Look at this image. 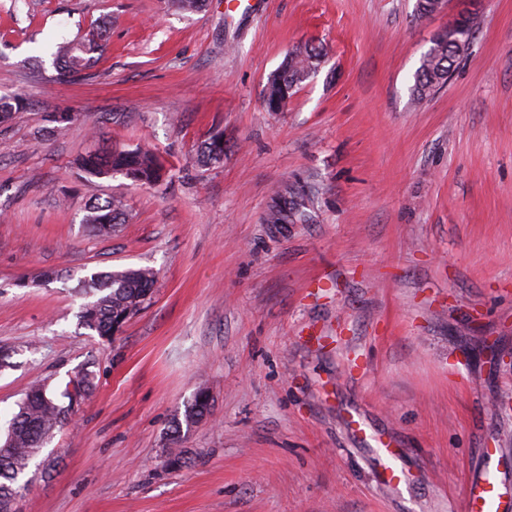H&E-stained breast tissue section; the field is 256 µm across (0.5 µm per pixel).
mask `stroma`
<instances>
[{
	"mask_svg": "<svg viewBox=\"0 0 512 512\" xmlns=\"http://www.w3.org/2000/svg\"><path fill=\"white\" fill-rule=\"evenodd\" d=\"M415 7L0 0V95L23 99L0 123V435L36 382L63 391L90 363L97 383L20 512H461L483 463L512 500V0ZM466 10L468 49L415 104ZM103 21L102 59L58 81L56 43ZM311 42L316 72L267 111L269 75ZM216 134L224 161L202 165ZM105 142L151 147L168 183L85 175ZM287 187L307 219L266 223ZM110 195L126 222L93 236ZM128 267L157 274L145 308L109 340L78 327L79 279ZM200 388L211 416L174 434ZM378 435L406 483L385 485ZM174 444L188 464L169 470ZM470 32L471 16L463 15L455 23V30L450 36L446 33L432 40L415 73L412 89L414 101L420 103L448 80L466 46L465 39H469ZM125 205L120 196H112L88 207L83 224L95 236H110L116 226L125 222Z\"/></svg>",
	"mask_w": 512,
	"mask_h": 512,
	"instance_id": "stroma-1",
	"label": "stroma"
}]
</instances>
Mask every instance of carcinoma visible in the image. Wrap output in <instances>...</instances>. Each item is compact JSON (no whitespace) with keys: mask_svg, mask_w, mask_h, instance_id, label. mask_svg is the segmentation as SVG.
Masks as SVG:
<instances>
[{"mask_svg":"<svg viewBox=\"0 0 512 512\" xmlns=\"http://www.w3.org/2000/svg\"><path fill=\"white\" fill-rule=\"evenodd\" d=\"M471 32V17L462 16L455 23L451 35L443 34L431 42L415 73L413 99L421 102L443 85L453 71ZM103 31L96 30L79 41L62 42L56 46L54 56L58 69L57 79L75 80L94 64V53L103 51ZM323 49L304 45L288 53L280 67L268 78L264 90V104H272L308 79L316 69ZM226 144L221 135L211 137L200 149V162L204 165L224 162ZM81 169L94 177L121 174L136 184L156 186L167 176L162 159L153 150L133 149L105 145L83 157ZM305 215L304 196L292 190H283L269 208L265 222L286 224L288 220ZM125 205L121 197L114 196L88 207L83 223L95 236H110L116 226L125 222ZM155 272L149 267L98 271L79 280L77 296L81 299L77 313L80 327L97 336L114 335L116 326L126 323L141 311L154 294ZM95 388V372L84 365L66 385L61 396L43 383L33 387L18 404L4 441L0 442V512H17L22 495L21 479L36 460L54 432L65 425L74 412V399L88 397ZM210 410L208 392L200 388L186 407L180 428L197 423Z\"/></svg>","mask_w":512,"mask_h":512,"instance_id":"1","label":"carcinoma"}]
</instances>
